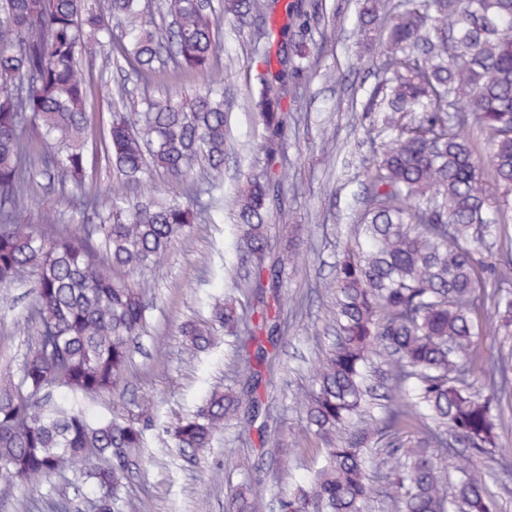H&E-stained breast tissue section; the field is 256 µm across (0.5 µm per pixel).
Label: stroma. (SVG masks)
<instances>
[{
  "label": "stroma",
  "mask_w": 512,
  "mask_h": 512,
  "mask_svg": "<svg viewBox=\"0 0 512 512\" xmlns=\"http://www.w3.org/2000/svg\"><path fill=\"white\" fill-rule=\"evenodd\" d=\"M316 2L319 15L310 19L305 37V97L289 117L285 135L284 201L290 217L268 231L274 249L284 252L294 243L299 254L282 290L279 342L263 370V426L246 431L239 420H230L216 433L212 448L196 459L180 451L168 433L170 426L195 414L213 388L239 389L250 376L244 361L225 344L223 332H216L214 346L202 353L190 350L178 333L183 322L208 318L209 304L223 297L234 222L224 200L248 173L260 172L263 166L264 129L250 93L263 70V55L277 52V42L261 35L262 20L242 26L226 19L219 29V72L231 141L224 160V197L214 203L208 220L142 275L147 333L136 345L119 392L87 404L96 417L114 414L137 420L149 413L155 420L145 431L144 448L129 458L130 473L116 512H227L242 482H251L269 499L279 489L301 482L321 456V444L305 432L294 396L309 382L314 364L333 341L329 305L334 269L356 220L364 191L361 159L370 151L355 104L375 82L371 57L384 43L385 33L377 29L368 40L360 39L358 0ZM88 70L87 173L105 193L117 186L104 154L120 79L111 47H104ZM326 136L333 144L325 151L321 141ZM34 194L38 204L22 211V220L37 224L48 214L71 230H81L79 210L64 204L47 185ZM28 305L20 288L0 297V388L33 337L25 321ZM71 479L66 467L47 479L16 482L9 495L0 494V512H53L52 503L64 496L71 501L70 512H93L96 487L77 489Z\"/></svg>",
  "instance_id": "1"
}]
</instances>
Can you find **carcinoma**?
Listing matches in <instances>:
<instances>
[{
  "mask_svg": "<svg viewBox=\"0 0 512 512\" xmlns=\"http://www.w3.org/2000/svg\"><path fill=\"white\" fill-rule=\"evenodd\" d=\"M277 2L221 0L217 15L204 0H163L171 22L160 29L140 0H111L108 16L91 0H0V290L28 289L35 328L16 379L0 391V492L71 465L77 481L102 491L94 512H115L126 478L121 452L143 446V428L115 415L91 418L50 396L59 388L90 400L117 392L145 325L134 277L198 220L196 171L212 188L224 184L219 16L244 25ZM284 10L290 24L307 25L305 0H288ZM358 22L365 37L387 31L380 76L361 108L370 131L386 138L364 160L354 246L336 264V339L295 396L306 432L325 452L305 481L276 496L278 509L366 512L375 494L367 470L383 450L395 512H497L476 461L512 466L500 444L512 431L500 409L512 399V361L476 366L470 353L482 331L481 300L490 301L488 320L512 337V287L486 293L483 259L498 261L500 280L512 276V238L501 235L512 223V0H363ZM106 38L137 85L155 81L165 56L207 80L185 100L144 102L121 90L107 157L120 184L150 185L137 197L115 190L106 198L86 182L90 84L80 61L96 59ZM264 63L251 97L264 127V167L229 201L231 262L245 275L211 304L209 320L179 326L197 352L213 344L218 325L236 352L259 361L278 335L272 308L288 280V260L272 249L267 227L288 223L283 100L302 70L286 42ZM473 126L484 136L485 162ZM158 172L184 185L185 201L162 195L152 184ZM51 176L91 229L74 233L49 216L17 221L33 202L31 187ZM258 384L254 372L241 390H212L196 416L171 428L178 446L204 451L242 412L254 423ZM266 508L244 483L230 512Z\"/></svg>",
  "mask_w": 512,
  "mask_h": 512,
  "instance_id": "cac0c4a2",
  "label": "carcinoma"
}]
</instances>
